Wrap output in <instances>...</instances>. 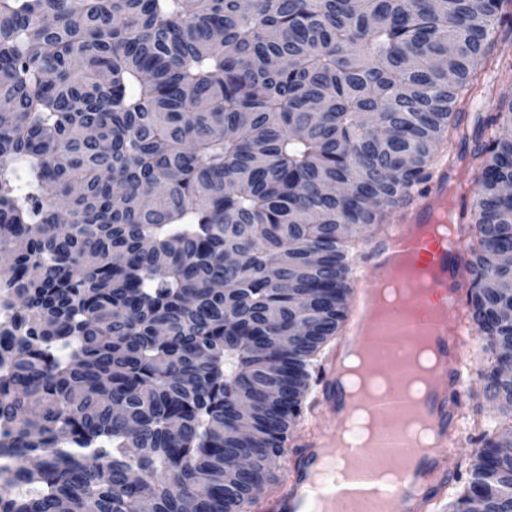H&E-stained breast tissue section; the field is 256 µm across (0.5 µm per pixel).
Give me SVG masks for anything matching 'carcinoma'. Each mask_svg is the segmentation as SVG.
Instances as JSON below:
<instances>
[{"instance_id":"obj_1","label":"carcinoma","mask_w":512,"mask_h":512,"mask_svg":"<svg viewBox=\"0 0 512 512\" xmlns=\"http://www.w3.org/2000/svg\"><path fill=\"white\" fill-rule=\"evenodd\" d=\"M505 26L512 0H0V512H249L342 335L360 233L445 162L482 71L512 83ZM475 125L466 318L495 355L512 101ZM472 441L448 508L507 512L512 429Z\"/></svg>"}]
</instances>
